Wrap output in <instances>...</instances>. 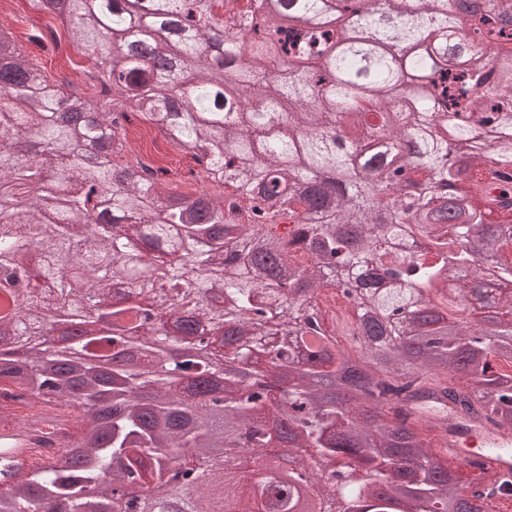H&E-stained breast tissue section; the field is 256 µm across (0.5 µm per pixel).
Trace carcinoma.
Listing matches in <instances>:
<instances>
[{"label": "carcinoma", "instance_id": "obj_1", "mask_svg": "<svg viewBox=\"0 0 512 512\" xmlns=\"http://www.w3.org/2000/svg\"><path fill=\"white\" fill-rule=\"evenodd\" d=\"M30 2L103 68L94 93L63 85L0 25V382L82 413L72 464L18 474L0 512H141L116 486L162 489L201 457L215 469L192 493L210 505L235 477L224 458H271L279 437L325 465L362 453L345 512H490L414 409L444 400L512 431V215L474 188L483 167L512 171V0L471 13L501 38L464 54L459 0ZM147 23L176 69L152 64ZM133 115L224 179L229 207L118 165ZM270 116L293 136L262 135ZM285 218L298 228L278 232ZM325 287L355 304L353 349L313 305ZM54 313L88 333L50 342ZM309 334L322 355L306 361ZM235 489L236 512L290 504L283 485Z\"/></svg>", "mask_w": 512, "mask_h": 512}]
</instances>
